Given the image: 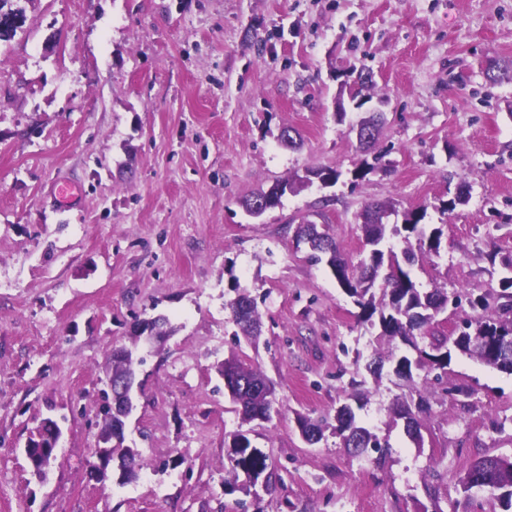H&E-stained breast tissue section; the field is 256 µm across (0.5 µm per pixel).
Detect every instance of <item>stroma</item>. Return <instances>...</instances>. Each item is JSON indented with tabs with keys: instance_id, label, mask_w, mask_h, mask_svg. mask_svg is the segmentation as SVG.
Masks as SVG:
<instances>
[{
	"instance_id": "obj_1",
	"label": "stroma",
	"mask_w": 512,
	"mask_h": 512,
	"mask_svg": "<svg viewBox=\"0 0 512 512\" xmlns=\"http://www.w3.org/2000/svg\"><path fill=\"white\" fill-rule=\"evenodd\" d=\"M14 4L25 24L0 44V512H232L238 431L277 475L248 512H469L463 467L512 458V372L452 352L456 390L430 395L415 444L390 410L415 404L422 378L389 361L370 372L379 325L358 320L293 230L328 225L355 264L366 206L426 209L441 247L411 276L462 296L435 335L478 316L467 292L496 310L512 258V0ZM377 108L385 125L367 151L354 127ZM377 154L382 169L355 178ZM324 168L335 184L257 218L241 206ZM65 181L78 187L66 205L54 195ZM461 186L467 201L442 211ZM240 289L263 322L254 346L233 340ZM156 316L173 333L138 344L125 427L146 466L104 481L93 450L106 360ZM234 353L273 383L270 420L242 422L225 397L216 366ZM354 390L368 396L357 420L389 449L356 456L331 434L308 444L298 416L334 418ZM46 418L62 437L41 478L24 448Z\"/></svg>"
}]
</instances>
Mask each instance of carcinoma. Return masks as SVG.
Masks as SVG:
<instances>
[{"label":"carcinoma","instance_id":"carcinoma-1","mask_svg":"<svg viewBox=\"0 0 512 512\" xmlns=\"http://www.w3.org/2000/svg\"><path fill=\"white\" fill-rule=\"evenodd\" d=\"M337 177L338 173L333 169L311 171L304 177L275 184L269 190L244 200L243 206L252 214L257 202L271 197L277 207L286 193H295L313 184L317 178L335 180ZM368 210L372 211L373 217L371 223L362 225V231L370 252L368 258L355 267L341 257L326 225L299 224L294 230L295 238L310 245L311 261L326 262L339 286L360 309V319L370 322L374 316H379L380 336L387 338L390 344L399 340L416 352L417 357L413 360L405 354H397L399 347L394 346L388 350L386 358L395 362V371L399 375L410 378L414 368L433 374V377L425 378V391L431 395L443 383L451 360L448 339L432 332L436 318L448 309V292L441 288L431 291L417 288L402 264H414L418 250L439 253L442 229L429 228L422 223L425 217L423 209L405 213L400 225L389 223L388 218L394 210L388 206L372 204ZM393 237L401 238L404 244L398 252L392 246L383 249V244ZM501 284L499 298L503 302L499 307L500 314L481 316L466 323L463 338L455 348L486 366L512 371V362H501L490 345L493 339H512V276L503 278ZM227 306L238 327V331L233 333L235 344H240L242 337L252 344L256 343L261 335V316L256 299L241 293ZM220 373L224 376V395L236 405L242 421L270 419L274 388L257 368L233 357L221 364ZM335 421L333 425L325 419L314 421L306 416H298L300 431L315 444L329 432L341 439L343 447L353 448L358 454L367 448L388 447L357 421L349 403L337 409ZM110 453L120 469L121 482L126 483L137 477L143 467L139 449L125 446L120 441L111 446ZM229 461L231 478L224 481L225 493L232 494L237 490L248 492L262 477L266 478V490H272L275 474L269 458L253 448L244 434L234 435ZM484 465L483 459L468 464L460 479L461 487H466L470 478L480 473L486 480L488 494L486 503L476 504V509L479 512H512V466L486 470Z\"/></svg>","mask_w":512,"mask_h":512}]
</instances>
